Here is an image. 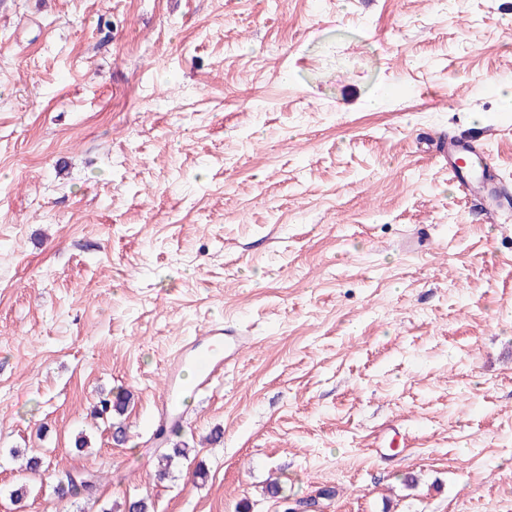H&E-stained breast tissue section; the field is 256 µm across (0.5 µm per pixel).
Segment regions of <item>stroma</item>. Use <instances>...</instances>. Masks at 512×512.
<instances>
[{
  "label": "stroma",
  "instance_id": "1",
  "mask_svg": "<svg viewBox=\"0 0 512 512\" xmlns=\"http://www.w3.org/2000/svg\"><path fill=\"white\" fill-rule=\"evenodd\" d=\"M506 85L512 0H0V488L9 449L49 465L0 512H512V211L430 147L497 125L512 191ZM211 323L254 341L161 479ZM128 397L127 393H117L113 400L112 398H103L92 406L91 415H93L94 418L99 419L103 418L104 415L107 418V416L111 415L112 412L120 415L125 410ZM86 478H74L66 476L65 479H57L52 486L53 495L60 501L76 499L87 491L92 485L87 483ZM64 485L62 486V482Z\"/></svg>",
  "mask_w": 512,
  "mask_h": 512
}]
</instances>
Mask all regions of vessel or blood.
Listing matches in <instances>:
<instances>
[{"mask_svg": "<svg viewBox=\"0 0 512 512\" xmlns=\"http://www.w3.org/2000/svg\"><path fill=\"white\" fill-rule=\"evenodd\" d=\"M440 152L457 182L463 196L480 201L489 217H496L502 208L504 191L482 175L489 158L480 137H449L441 144ZM245 332L218 325L194 336L190 346L181 348L172 358V366L192 363L197 371L191 384H183L169 378L166 388L158 395V412L161 419L176 422L183 418L182 395L185 391L206 392L223 380L225 373L235 367L241 349L250 343Z\"/></svg>", "mask_w": 512, "mask_h": 512, "instance_id": "1", "label": "vessel or blood"}]
</instances>
